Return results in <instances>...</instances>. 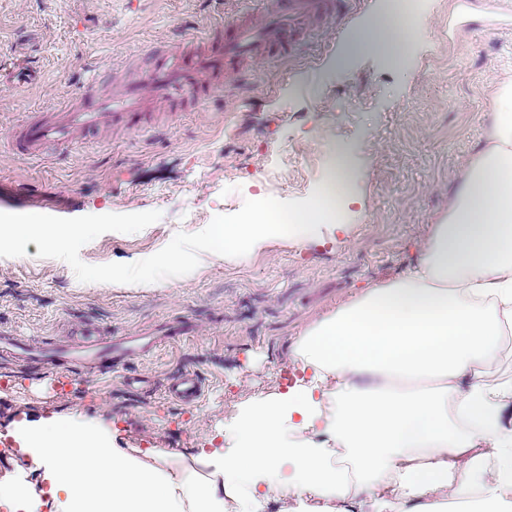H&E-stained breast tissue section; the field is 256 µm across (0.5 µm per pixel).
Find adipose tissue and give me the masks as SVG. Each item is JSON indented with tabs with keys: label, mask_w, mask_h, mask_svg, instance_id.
<instances>
[{
	"label": "adipose tissue",
	"mask_w": 512,
	"mask_h": 512,
	"mask_svg": "<svg viewBox=\"0 0 512 512\" xmlns=\"http://www.w3.org/2000/svg\"><path fill=\"white\" fill-rule=\"evenodd\" d=\"M469 160L447 213L417 264L366 288L310 324L294 360L310 377L247 403L224 449L175 465L159 450L139 458L106 447L95 425L44 422L22 452L43 484L0 482V512L49 498L51 512H254L267 497L336 512L363 498L367 512H512V375L502 372L512 335V83ZM354 181L339 155L327 192L270 223L227 224L209 240L227 261L273 237L298 241L331 223L336 191ZM192 267L178 247L138 275L112 268L95 285L159 288Z\"/></svg>",
	"instance_id": "adipose-tissue-1"
}]
</instances>
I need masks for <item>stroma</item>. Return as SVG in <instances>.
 <instances>
[{
  "label": "stroma",
  "mask_w": 512,
  "mask_h": 512,
  "mask_svg": "<svg viewBox=\"0 0 512 512\" xmlns=\"http://www.w3.org/2000/svg\"><path fill=\"white\" fill-rule=\"evenodd\" d=\"M272 2L0 0V137L75 97L89 73L109 87L113 69L178 39L181 25L204 38ZM379 9L352 0L345 21L312 20L292 55L254 64L248 91L219 90L162 131L96 140L62 161L0 147V227H90L58 249L41 236L20 251L0 247L1 338L75 345L86 329L105 338L191 324L105 376L0 354V481H34L18 433L61 415L96 421L110 447L141 456L163 448L187 463L223 447L242 401L303 379L293 350L307 325L417 263L512 80V0H470L461 16L455 0H399L406 35L330 70L353 26ZM339 150L358 163L344 228L266 241L240 265L209 254L216 227L256 198L285 214L315 197ZM173 242L200 266L189 282L134 290L85 279L97 268L138 271ZM185 372L203 384L194 405L167 393Z\"/></svg>",
  "instance_id": "35a3bbf8"
}]
</instances>
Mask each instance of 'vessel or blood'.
Segmentation results:
<instances>
[{
    "mask_svg": "<svg viewBox=\"0 0 512 512\" xmlns=\"http://www.w3.org/2000/svg\"><path fill=\"white\" fill-rule=\"evenodd\" d=\"M348 4L349 0H277L264 18L244 11L230 30L215 25L202 40L187 32L177 43L153 45L138 60L121 67L111 93H101L98 79L92 75L81 84L76 101L27 115L10 129L9 147L17 157L36 159L67 154L106 125L128 131L162 127L166 114L209 101L215 79H223L228 87L243 88L254 60L292 52L299 20H341ZM157 342L153 334L110 340L92 337L79 346L60 347L15 340L9 353L52 365L62 362L112 369L145 356ZM170 392L193 405L201 398L203 387L197 376L187 375L173 383Z\"/></svg>",
    "mask_w": 512,
    "mask_h": 512,
    "instance_id": "b4317fda",
    "label": "vessel or blood"
}]
</instances>
